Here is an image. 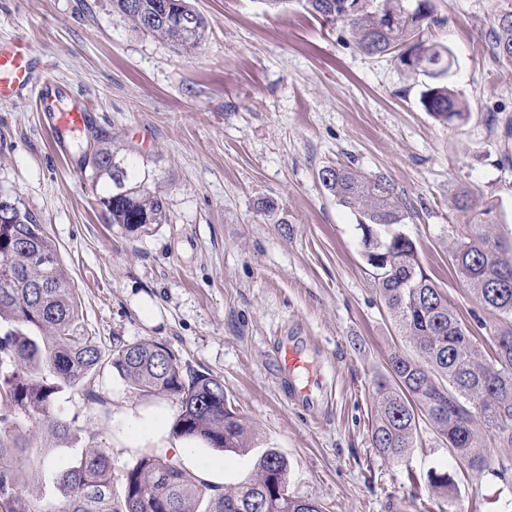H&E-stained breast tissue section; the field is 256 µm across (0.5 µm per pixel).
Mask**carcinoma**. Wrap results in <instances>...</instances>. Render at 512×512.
Instances as JSON below:
<instances>
[{"label":"carcinoma","instance_id":"carcinoma-1","mask_svg":"<svg viewBox=\"0 0 512 512\" xmlns=\"http://www.w3.org/2000/svg\"><path fill=\"white\" fill-rule=\"evenodd\" d=\"M326 21L348 28L368 55H391L406 72L425 77L422 109L453 125L466 106L448 82L453 65L448 46L423 39L435 22L433 0H306ZM112 9L135 27L180 49L204 39L206 20L191 0H112ZM492 54L512 62V9L494 16L487 32ZM96 201L109 223L130 234L168 223L166 197L154 171L134 151L122 155L108 142L84 155ZM319 180L357 220L364 259L395 328L416 355L394 351L390 379L376 384L371 442L385 459L414 447L420 422L445 440L465 475L487 467L486 450L512 448V247L497 230L492 208L481 224H467L453 250L457 276L487 309L503 320L484 359L463 323L423 269L414 240L400 226L411 205L383 174L367 175L346 165L322 168ZM12 220L0 223V506L5 512H40L21 489L20 466L28 439L9 426L23 410L41 420L52 442L70 434L52 412L54 399L77 390L105 403L95 379L110 365L133 388L175 396L181 409L172 432L222 452L247 453L254 439L244 417L224 399V381L187 371L165 345L124 343L104 354L83 321L77 289L60 264L56 245L38 218L16 197ZM122 494L112 487V456L86 450L62 476L66 504L60 512H322L317 502L288 493V461L275 448L256 458L252 473L224 488L188 470L176 458L145 448L121 474ZM433 494L452 498L453 476L432 471Z\"/></svg>","mask_w":512,"mask_h":512}]
</instances>
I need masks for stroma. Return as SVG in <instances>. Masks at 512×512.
I'll use <instances>...</instances> for the list:
<instances>
[{
  "label": "stroma",
  "mask_w": 512,
  "mask_h": 512,
  "mask_svg": "<svg viewBox=\"0 0 512 512\" xmlns=\"http://www.w3.org/2000/svg\"><path fill=\"white\" fill-rule=\"evenodd\" d=\"M207 21L195 50L137 30L111 0H0V39L21 38L65 83L69 102L93 120L60 151L35 97L0 103V191L18 195L44 225L74 280L83 318L103 347L154 341L185 370L224 381L254 431L247 454L174 437L180 403L130 388L105 368L97 404L66 390L54 412L70 436L40 455L36 420L29 465L42 477L37 507L65 503L56 475L88 448H104L115 473L142 449L189 448L223 462L219 486L247 476L263 449L288 461L291 495L326 512H512V471L495 448L476 481L452 499L432 495L428 475L456 472L443 440L421 424L410 452L379 456L370 429L375 381L391 351H409L362 255L356 218L318 173L343 164L384 174L412 206L403 231L425 272L474 332L483 354L499 318L466 288L451 249L471 215L455 195L473 190L512 234V139L493 117L512 116V64L496 62L485 31L512 0H434L428 40L450 48L449 82L468 105L454 126L418 104L420 86L387 56H369L348 29L311 14L305 0H193ZM109 138L150 161L168 223L130 235L107 223L83 168V152ZM274 202L272 211L263 201ZM307 344L325 377L319 406L291 405L280 385L278 337Z\"/></svg>",
  "instance_id": "35a3bbf8"
}]
</instances>
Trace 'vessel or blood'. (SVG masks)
Here are the masks:
<instances>
[{
    "mask_svg": "<svg viewBox=\"0 0 512 512\" xmlns=\"http://www.w3.org/2000/svg\"><path fill=\"white\" fill-rule=\"evenodd\" d=\"M35 86L39 87L47 104L45 117L55 131L58 146H65L75 133L87 129L91 113L80 103L64 108L57 106L56 101L64 90L31 46L19 39L0 40V102L21 99ZM278 359L283 376L281 388L289 402L299 407H313L320 389V376L313 372L306 350L289 342L279 346Z\"/></svg>",
    "mask_w": 512,
    "mask_h": 512,
    "instance_id": "1",
    "label": "vessel or blood"
}]
</instances>
